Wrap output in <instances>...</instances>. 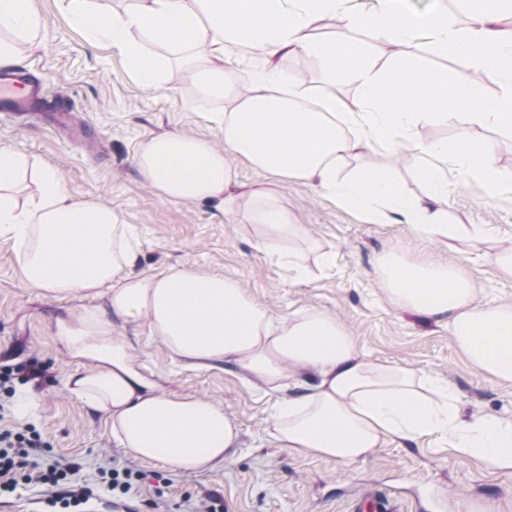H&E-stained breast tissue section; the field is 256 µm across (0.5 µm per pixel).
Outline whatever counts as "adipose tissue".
<instances>
[{
    "label": "adipose tissue",
    "instance_id": "ef3b65f1",
    "mask_svg": "<svg viewBox=\"0 0 512 512\" xmlns=\"http://www.w3.org/2000/svg\"><path fill=\"white\" fill-rule=\"evenodd\" d=\"M70 22L92 44L108 43L126 59L135 80L158 83L174 61L202 62L200 88L209 97H232L224 115V141L172 133L148 139L137 162L145 180L171 202L200 203L232 214L241 198L254 201L257 246L271 262L306 278V257L297 246L300 227L278 202L269 183L239 182L229 164L241 157L280 183L299 180L331 195L337 205L358 209L372 224L399 213L403 224L440 246L472 232L448 223L427 206L456 174L461 184L483 181L489 195L512 193V172L495 167L485 144L462 137L454 146H419L426 199L394 210L401 189L389 167L343 179L339 169L362 149L394 157L409 124L418 117L462 127L512 132V31L495 21L512 14V0H472L470 23L458 28L447 13H420L408 0H383L379 9L354 12L350 24L396 45L427 37L439 53L462 56L468 74L455 79L433 69L395 65L379 72L368 46L358 40H318L316 18L336 12L345 0H132L124 11L95 0H60ZM45 20L32 0H0V65L18 58L35 41ZM240 44L261 46L268 57L318 56L328 75L344 73L360 86L362 106L340 112L331 87L313 91L286 85L273 67L246 89L228 82L224 63ZM505 77L500 94L487 97L478 80ZM350 135H343L342 124ZM31 172L37 194L19 204L11 189ZM0 233L17 245L25 280L57 296L97 293L108 286L107 305L86 310L79 333L93 341V367L70 373L68 393L105 416L113 441L143 460L180 473L223 465L236 448L239 430L223 405L178 394H161L135 368L123 342L113 337L120 320L142 327L185 365L220 369L230 365L273 387L291 380L296 390L273 418L270 435L281 447L354 463L391 442L413 443L427 435L447 438L460 452L490 466L512 470V421L492 414L462 418L457 395L434 376L371 363L328 313L271 312L235 281L191 268L159 277L119 276L136 252L130 229L112 208L76 201L60 171L31 166L27 155L0 146ZM388 291L404 307L449 320L457 344L495 378L512 383V305L480 303L476 288L459 270L414 262L396 253L380 259Z\"/></svg>",
    "mask_w": 512,
    "mask_h": 512
}]
</instances>
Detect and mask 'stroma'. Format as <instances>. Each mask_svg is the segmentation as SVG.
<instances>
[{
  "label": "stroma",
  "instance_id": "1",
  "mask_svg": "<svg viewBox=\"0 0 512 512\" xmlns=\"http://www.w3.org/2000/svg\"><path fill=\"white\" fill-rule=\"evenodd\" d=\"M35 6L46 27L19 63L37 70L50 98L69 107L84 129V140L71 141L46 122L0 115V143L57 167L74 198L111 206L132 225L137 258L131 274L155 277L173 267H193L236 280L277 315L304 310L335 315L353 334L361 357L439 376L455 390L465 416L490 413L512 419V384L473 365L449 325L403 307L382 283L378 267L387 250L414 261L451 265L475 281L480 300L512 304V279L488 262L489 255L512 248V196L489 197L475 180L466 186L449 183L440 203L449 223L477 224L484 233L449 239L442 249L406 225L368 223L326 192L288 182L279 189L281 205L321 250L336 255L330 269L293 278L257 248L261 230L250 219L248 202H240L231 216L206 205L173 203L161 198L137 168L136 156L151 137L186 132L221 140L218 116L231 109V99L203 96L193 68L186 66H168L158 84L142 87L116 50L88 45L62 13L59 0H35ZM314 28L321 38L366 43L379 71L397 63L441 69L452 78L467 71L464 58L439 55L427 40L394 45L351 29L340 15L320 18ZM270 64L288 83L305 88L325 79L315 56L289 54L270 61L252 45L236 46L225 68L238 84ZM463 132L489 148L497 167L512 171V133L419 119L408 127L406 149L394 161L402 188L398 206L426 194L417 145L452 144ZM15 250L14 240L0 235V370L32 361L42 367L41 378L15 381L39 398L27 423L46 443L44 458L73 465V481L104 505L116 499L101 484L99 471L116 467L142 475L118 499L129 512H351L367 492L385 495L398 512H512V472L491 469L434 436L392 443L350 464L278 447L266 430L281 393L244 385L230 367H186L158 339L135 325L118 324L113 336L131 345L141 373L159 391L223 403L240 432L239 448L215 471L185 476L135 457L113 442L105 417L88 411L65 388L68 372L83 367L85 360L68 348L59 327H78L81 312L96 306V299L81 294L56 298L27 283Z\"/></svg>",
  "mask_w": 512,
  "mask_h": 512
}]
</instances>
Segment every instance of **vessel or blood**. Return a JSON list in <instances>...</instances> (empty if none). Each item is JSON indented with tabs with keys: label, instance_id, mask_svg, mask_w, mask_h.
<instances>
[{
	"label": "vessel or blood",
	"instance_id": "vessel-or-blood-1",
	"mask_svg": "<svg viewBox=\"0 0 512 512\" xmlns=\"http://www.w3.org/2000/svg\"><path fill=\"white\" fill-rule=\"evenodd\" d=\"M44 101V88L32 72L22 67L0 68V113L39 120Z\"/></svg>",
	"mask_w": 512,
	"mask_h": 512
}]
</instances>
